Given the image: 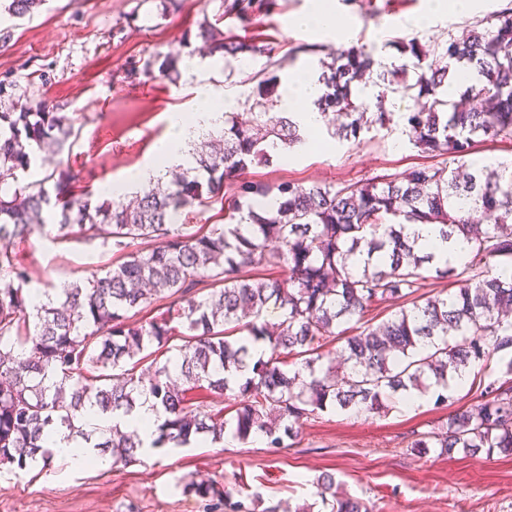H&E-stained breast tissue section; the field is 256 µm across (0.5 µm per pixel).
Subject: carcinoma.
Here are the masks:
<instances>
[{
    "label": "carcinoma",
    "instance_id": "carcinoma-1",
    "mask_svg": "<svg viewBox=\"0 0 512 512\" xmlns=\"http://www.w3.org/2000/svg\"><path fill=\"white\" fill-rule=\"evenodd\" d=\"M42 0H9L7 12L23 17ZM273 0H221L218 19L249 22ZM196 37L232 56L269 51L244 40L228 41L209 21ZM405 61L378 75L380 91L369 104L352 93V83L370 71L371 52L351 46L332 55L318 77L326 91L317 99L321 114L344 121L335 136L359 140L363 131L390 123V94L412 96L418 109L407 117L406 133L422 152L443 157L407 176L379 175L336 187L236 183L249 165L268 163L281 150L304 143L300 125L275 104L244 125L224 113L220 138L193 153L195 166L172 174L166 188H152L134 204L106 199L96 205L71 193L73 178L55 169L39 181L19 184L16 172L31 167L34 148H62L74 135L66 116L47 104L39 111L0 112V270L12 281L0 288V466L24 470L38 460L49 465L52 432L65 430L108 456L112 464L136 460L143 442L137 431L91 427L86 414H128L145 402L161 407L165 421L157 442L176 448L199 436L224 440L229 429L246 441L263 439L286 448L305 421L329 409L389 411L411 391L452 399L448 379L501 355L504 380L484 389V400L462 405L437 432L417 435L410 449L426 454L512 455V161L483 165L470 158L476 143L512 138V8L487 15L479 26L448 41L437 65H424L416 41L401 43ZM181 53H167L129 74L146 80L180 74ZM465 65L476 75L468 97L472 107L443 99L438 88L450 68ZM52 188H47V183ZM230 193L224 223L205 234L173 223L182 209ZM261 198L243 205L240 198ZM58 236L94 240L108 227L119 260L91 281L67 283L34 304L25 268L8 251L16 238L45 230L44 212ZM409 224H435L443 240L470 245L464 270L437 266L456 277L452 293L428 295L425 271L434 256L416 249ZM152 244L143 251L134 242ZM276 247L269 248V243ZM210 291L196 297V287ZM170 300L160 316L140 325L129 313ZM401 302L382 326L346 336L340 327L362 319L371 307ZM281 310L276 322L269 308ZM177 374L170 361L155 363L148 379L127 368L152 346L175 337ZM344 339L345 371L338 372L323 348ZM263 342L253 359L249 343ZM251 370L237 387L227 374ZM205 388L236 409L200 410L189 393ZM206 512H255L259 495L231 502L224 485L185 483ZM324 512H369L358 498L336 491L326 474L317 481Z\"/></svg>",
    "mask_w": 512,
    "mask_h": 512
}]
</instances>
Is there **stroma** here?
<instances>
[{"label":"stroma","mask_w":512,"mask_h":512,"mask_svg":"<svg viewBox=\"0 0 512 512\" xmlns=\"http://www.w3.org/2000/svg\"><path fill=\"white\" fill-rule=\"evenodd\" d=\"M314 0H275L250 25L234 19L219 28L272 49L270 56L238 57L202 50L192 40L198 68H182L178 82L159 77L145 84L127 78L131 67L181 49L187 31L215 17L220 0H45L33 14L10 16L0 9V112L48 101L65 114L76 135L47 159L21 174L22 182L43 178L63 165L75 174V194L103 201L102 189L127 181L154 158L172 112L191 114L194 90L211 85L232 99L233 112L250 119L258 84L274 94L300 67L320 74L342 44L314 30L295 28L294 19ZM427 0H333L338 15L353 25L355 43L367 44L381 66L401 64L399 42L415 40L435 61L450 38L512 0H480L469 13H446L427 26L413 19ZM412 98L388 95L392 122L361 133L353 143L327 127L312 132L313 146L249 166L246 182L305 186L339 185L381 174L405 175L432 166L405 132ZM24 265L32 290L86 282L115 262L101 240H59L35 234L10 247ZM452 406L433 401L413 410L380 413L329 410L304 422L294 445L269 448L260 439L231 438L223 444L196 442L157 457L139 456L126 465L90 464L71 469L62 459L25 470L0 468V512H204L185 492V482H222L231 499L256 493L290 506L317 503L316 482L334 475L338 489L366 503L369 512H512V456L479 452L420 455L410 449L415 435L441 429Z\"/></svg>","instance_id":"stroma-1"}]
</instances>
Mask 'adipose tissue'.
<instances>
[{
	"mask_svg": "<svg viewBox=\"0 0 512 512\" xmlns=\"http://www.w3.org/2000/svg\"><path fill=\"white\" fill-rule=\"evenodd\" d=\"M196 115L193 122H186L180 115L169 117V135L157 150L155 164L138 173V180L145 181L157 176L163 168L182 164L186 158L185 149L200 130L220 122L222 114L215 102L212 89L198 88L194 95ZM407 233L425 252L434 254L438 263L458 266L467 259V249L463 241H444L438 231L429 224H411Z\"/></svg>",
	"mask_w": 512,
	"mask_h": 512,
	"instance_id": "ef3b65f1",
	"label": "adipose tissue"
}]
</instances>
